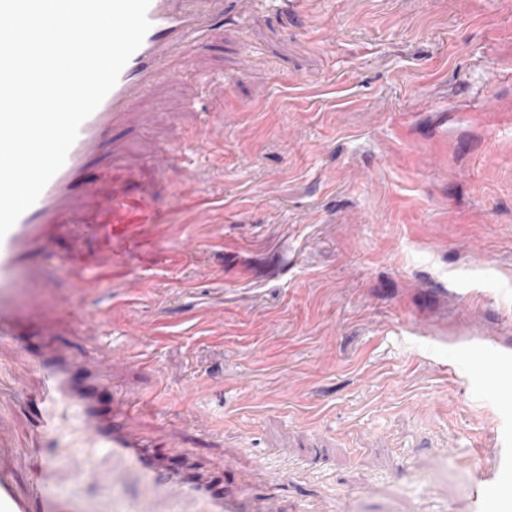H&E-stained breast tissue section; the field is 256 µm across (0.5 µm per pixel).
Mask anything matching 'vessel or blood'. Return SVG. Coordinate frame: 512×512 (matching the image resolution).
Returning <instances> with one entry per match:
<instances>
[{
	"mask_svg": "<svg viewBox=\"0 0 512 512\" xmlns=\"http://www.w3.org/2000/svg\"><path fill=\"white\" fill-rule=\"evenodd\" d=\"M203 0H151V27L141 46L121 71L118 81L98 108L82 123L64 166L47 184L36 203L17 220L0 240V339L19 340L20 318L15 303L27 286L21 269L34 243L44 242L57 227L73 236L84 231L83 201L102 195L110 204L103 218L112 227L115 241H137L144 225L153 223L146 194L117 195L112 187L120 170L98 182H88L84 173L99 154L112 145L114 128L130 126L139 103L161 78L179 82L184 70L193 67L194 55L184 57L180 68L168 65L187 44L196 52L206 50L210 25L202 10ZM40 377L35 400L36 443L30 455L40 466L18 493L11 459L13 450L0 440V512H258L247 490L228 489L222 477L201 475L190 467L189 448H174L161 455L150 443L134 436L129 427V409L123 401L102 402L105 385L99 363L75 365L69 354L46 344L31 354ZM85 453L88 472H95L100 459L112 458L114 467L101 474L97 495L84 494L83 477H76L68 491H60L53 476L63 455ZM470 494L475 508H482L488 491H495L503 512H512V447L502 445L494 457L473 449ZM143 486L141 495L125 491L129 476Z\"/></svg>",
	"mask_w": 512,
	"mask_h": 512,
	"instance_id": "1",
	"label": "vessel or blood"
}]
</instances>
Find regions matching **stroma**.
<instances>
[{"instance_id": "obj_1", "label": "stroma", "mask_w": 512, "mask_h": 512, "mask_svg": "<svg viewBox=\"0 0 512 512\" xmlns=\"http://www.w3.org/2000/svg\"><path fill=\"white\" fill-rule=\"evenodd\" d=\"M201 69L160 80L112 168L148 189L157 223L108 261L89 198L81 238L57 233L22 275L26 341H0V436L21 450L36 397L27 342L43 322L106 361L105 397L133 426L282 512H475L471 448L512 432V0H214ZM222 134L200 143L203 122ZM169 151L174 177L151 158ZM223 197L198 220L187 201ZM198 247L182 250L184 240ZM77 254L91 293L52 260ZM137 303H128L130 282ZM106 336H78L84 317ZM150 372L110 355L130 327ZM504 353L496 380L478 366ZM198 391H189V384ZM268 462V484L251 474Z\"/></svg>"}]
</instances>
